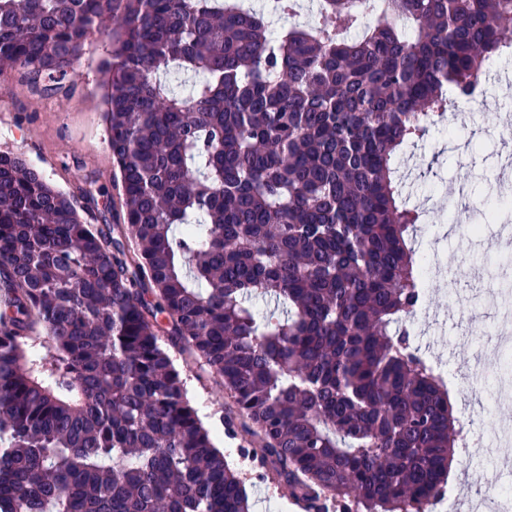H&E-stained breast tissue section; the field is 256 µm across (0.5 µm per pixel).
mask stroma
I'll return each instance as SVG.
<instances>
[{
  "mask_svg": "<svg viewBox=\"0 0 512 512\" xmlns=\"http://www.w3.org/2000/svg\"><path fill=\"white\" fill-rule=\"evenodd\" d=\"M107 42L92 36L85 54L74 61L73 77L58 90H38L20 74L0 76V151L23 156L54 187L67 193L99 190L100 208L117 200L114 168L99 89V67ZM493 81L466 119L450 117L446 127L432 131L428 141L400 162L412 204L425 213L420 248L429 249L443 270L442 278L426 282L427 315L415 322V343L433 363L452 367L450 388L457 419L465 405L491 396L490 386H470L468 367L480 343L499 329L495 308L483 300L478 280L486 272L512 277V247H502L493 226L474 239L448 232L455 202L450 192L463 189L465 198L488 200L491 209L512 202V186L501 183L507 152L512 151V59L493 68ZM187 397L212 434L218 448L244 481L254 512H300L287 487L274 477L256 480V462L234 455L239 441L224 425L229 403L220 378L191 368L184 373Z\"/></svg>",
  "mask_w": 512,
  "mask_h": 512,
  "instance_id": "obj_1",
  "label": "stroma"
}]
</instances>
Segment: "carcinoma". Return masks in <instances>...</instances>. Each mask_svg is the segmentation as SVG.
Here are the masks:
<instances>
[{
	"instance_id": "carcinoma-1",
	"label": "carcinoma",
	"mask_w": 512,
	"mask_h": 512,
	"mask_svg": "<svg viewBox=\"0 0 512 512\" xmlns=\"http://www.w3.org/2000/svg\"><path fill=\"white\" fill-rule=\"evenodd\" d=\"M395 2L368 25L370 0H321L275 34L224 0H0L1 75L58 85L111 42L119 199L91 224L92 191L0 152V512H250L167 344L306 512L446 492L463 427L411 338L424 212L396 161L512 56V0ZM172 66L203 79L176 93Z\"/></svg>"
}]
</instances>
